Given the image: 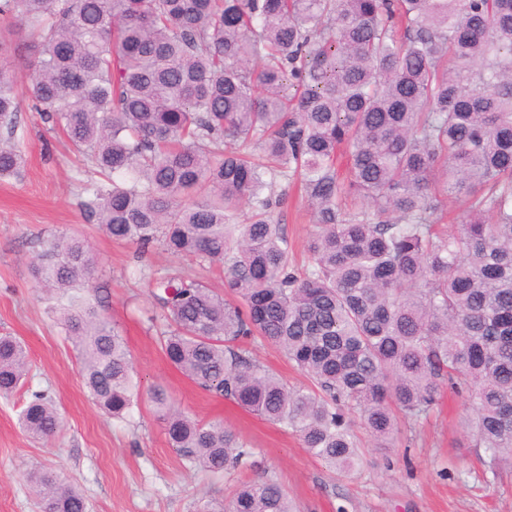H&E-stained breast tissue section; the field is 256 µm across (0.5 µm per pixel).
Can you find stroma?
Returning a JSON list of instances; mask_svg holds the SVG:
<instances>
[{
	"label": "stroma",
	"mask_w": 512,
	"mask_h": 512,
	"mask_svg": "<svg viewBox=\"0 0 512 512\" xmlns=\"http://www.w3.org/2000/svg\"><path fill=\"white\" fill-rule=\"evenodd\" d=\"M26 136L20 178L0 179V336L21 340L30 357L29 390H45L62 418V430L45 442L30 440L18 418L26 392L0 396V512H39L25 475L35 464L84 491L90 512H192L206 495L230 497L247 479L269 474L300 512H512V478L493 480L466 433L463 396L444 391L435 412L379 448L363 437L361 468L335 475L298 439L186 379L164 357L146 316L153 309L149 281L155 274L185 271L222 290L224 272L198 265L161 247L138 253L89 224L80 206L90 166L22 98ZM297 260L314 226L296 193L273 212ZM89 238L98 257V290L87 302L121 330L142 391L161 386L179 406L205 422L223 424L255 450L254 467L224 477L186 467L170 448L147 404L128 420L103 415L89 399L75 354L48 314L32 261L48 251L56 234Z\"/></svg>",
	"instance_id": "stroma-1"
}]
</instances>
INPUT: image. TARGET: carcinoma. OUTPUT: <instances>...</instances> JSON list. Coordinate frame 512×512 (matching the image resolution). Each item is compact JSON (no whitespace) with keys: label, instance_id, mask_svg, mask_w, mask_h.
Instances as JSON below:
<instances>
[{"label":"carcinoma","instance_id":"carcinoma-1","mask_svg":"<svg viewBox=\"0 0 512 512\" xmlns=\"http://www.w3.org/2000/svg\"><path fill=\"white\" fill-rule=\"evenodd\" d=\"M25 95L95 165L82 206L101 232L224 267L222 294L189 274L151 280L150 327L199 388L348 474L363 463L351 416L390 448L397 414L427 418L446 383L473 411L487 471H512V0H0V177L24 166ZM290 179L315 227L300 268L272 216ZM453 198L463 208L443 233ZM96 262L61 235L36 274L91 400L123 421L142 397L127 343L78 297ZM255 341L310 385L254 359ZM28 375L25 345L0 336V394ZM146 400L188 466H254L246 441L166 389ZM19 424L41 441L62 428L44 390L28 391ZM28 481L44 512H87L54 472ZM193 512L296 508L266 475ZM32 40L28 33L23 32L15 37L16 63L14 78L20 88L27 87L31 82V73L24 67L26 59L32 52Z\"/></svg>","mask_w":512,"mask_h":512}]
</instances>
